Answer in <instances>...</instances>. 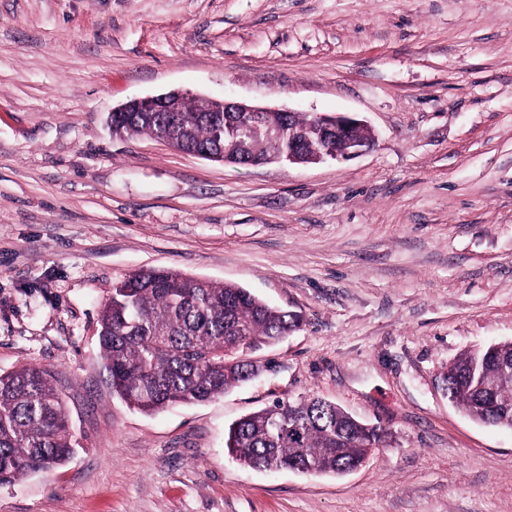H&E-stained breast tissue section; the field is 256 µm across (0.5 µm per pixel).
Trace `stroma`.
Here are the masks:
<instances>
[{"label": "stroma", "instance_id": "obj_1", "mask_svg": "<svg viewBox=\"0 0 512 512\" xmlns=\"http://www.w3.org/2000/svg\"><path fill=\"white\" fill-rule=\"evenodd\" d=\"M174 88L347 113L353 159L239 167L112 109ZM299 312L258 376L146 414L98 340L139 269ZM512 341V0H0V373L53 372L79 447L0 512H512V429L444 375ZM319 397L380 426L351 473L243 468L229 426Z\"/></svg>", "mask_w": 512, "mask_h": 512}]
</instances>
